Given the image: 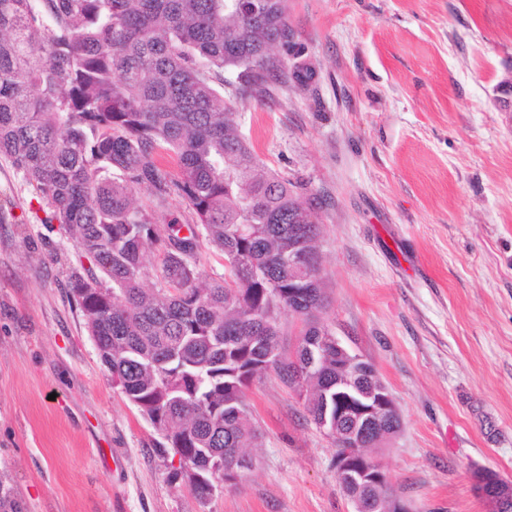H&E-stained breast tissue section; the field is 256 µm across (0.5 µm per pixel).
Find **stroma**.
<instances>
[{"instance_id":"1","label":"stroma","mask_w":512,"mask_h":512,"mask_svg":"<svg viewBox=\"0 0 512 512\" xmlns=\"http://www.w3.org/2000/svg\"><path fill=\"white\" fill-rule=\"evenodd\" d=\"M312 79L238 103L321 224L322 321L400 412L379 460L411 512L512 478V0H288ZM0 157V474L23 512H351L336 447L277 375L251 471L199 501L113 385L68 277L87 261Z\"/></svg>"}]
</instances>
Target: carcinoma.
Wrapping results in <instances>:
<instances>
[{
  "instance_id": "1",
  "label": "carcinoma",
  "mask_w": 512,
  "mask_h": 512,
  "mask_svg": "<svg viewBox=\"0 0 512 512\" xmlns=\"http://www.w3.org/2000/svg\"><path fill=\"white\" fill-rule=\"evenodd\" d=\"M288 0H0V156L108 279L89 269L70 286L100 360L127 400L183 459L203 502L233 457L258 438L245 399L270 372L304 388L313 421L381 386L372 364L342 353L320 315L327 305L320 225L302 184L257 169L226 100H261L288 72ZM176 157L178 174L162 161ZM183 198L194 224L137 205ZM229 263L197 264L200 240ZM163 250L164 288H147L144 253ZM308 265L288 274V254ZM304 335L284 355L279 316ZM346 378L349 386L336 388ZM370 512H393L385 485L360 491Z\"/></svg>"
}]
</instances>
